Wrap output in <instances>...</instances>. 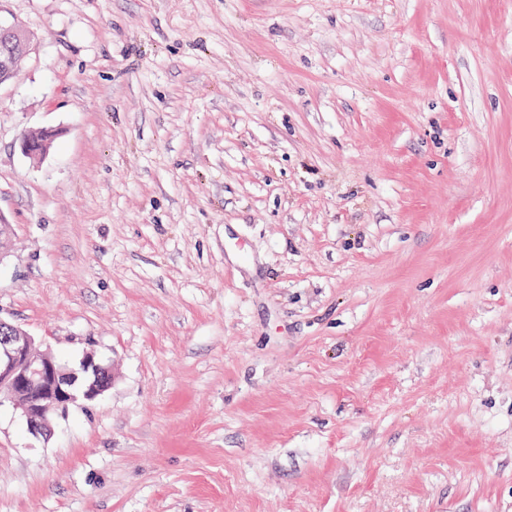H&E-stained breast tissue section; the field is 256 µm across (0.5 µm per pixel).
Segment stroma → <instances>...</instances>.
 <instances>
[{
    "instance_id": "1",
    "label": "stroma",
    "mask_w": 512,
    "mask_h": 512,
    "mask_svg": "<svg viewBox=\"0 0 512 512\" xmlns=\"http://www.w3.org/2000/svg\"><path fill=\"white\" fill-rule=\"evenodd\" d=\"M0 22V318L113 373L0 512H512V0ZM0 39L9 44L8 54L0 61V84L13 78L27 54L30 34L22 28L0 22Z\"/></svg>"
}]
</instances>
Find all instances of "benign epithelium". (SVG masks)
<instances>
[{
  "label": "benign epithelium",
  "mask_w": 512,
  "mask_h": 512,
  "mask_svg": "<svg viewBox=\"0 0 512 512\" xmlns=\"http://www.w3.org/2000/svg\"><path fill=\"white\" fill-rule=\"evenodd\" d=\"M0 41L9 44L8 54L0 60L1 84L17 74L31 37L22 28L0 23ZM29 141L30 136H24L20 147L33 160L43 158L51 148V142L44 141L32 150ZM0 332V400L21 411L29 432L36 437L50 435L54 416L65 414L80 399H96L112 385L111 368L92 353L79 363L91 382L78 385L75 369L61 363L51 348L37 344L26 330L0 318Z\"/></svg>",
  "instance_id": "7a95c632"
}]
</instances>
